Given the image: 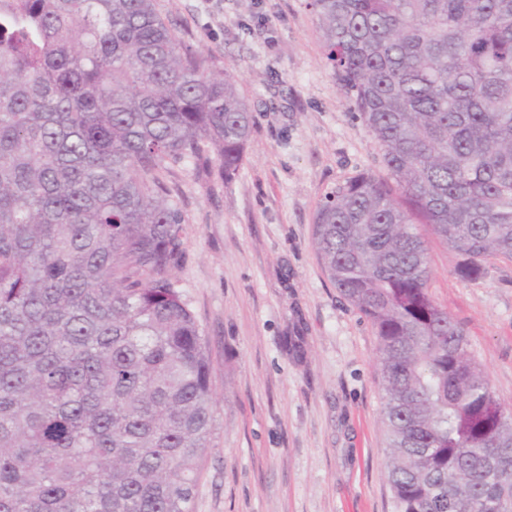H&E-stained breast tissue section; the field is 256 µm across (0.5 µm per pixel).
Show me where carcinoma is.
Here are the masks:
<instances>
[{"label":"carcinoma","mask_w":512,"mask_h":512,"mask_svg":"<svg viewBox=\"0 0 512 512\" xmlns=\"http://www.w3.org/2000/svg\"><path fill=\"white\" fill-rule=\"evenodd\" d=\"M382 152L313 224L372 324L393 512H512V411L429 292L512 258V0H310ZM252 116L156 0H0V512H193L213 426L206 338L175 287L162 177L232 178Z\"/></svg>","instance_id":"cac0c4a2"}]
</instances>
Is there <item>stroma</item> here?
I'll use <instances>...</instances> for the list:
<instances>
[{"label": "stroma", "instance_id": "1", "mask_svg": "<svg viewBox=\"0 0 512 512\" xmlns=\"http://www.w3.org/2000/svg\"><path fill=\"white\" fill-rule=\"evenodd\" d=\"M192 51L236 77L252 136L231 180L182 163L164 178L185 217L176 288L211 361L214 430L194 512H393L375 332L312 243L324 196L384 172L327 63L308 0H156ZM429 291L512 406V259L472 280L430 240Z\"/></svg>", "mask_w": 512, "mask_h": 512}]
</instances>
